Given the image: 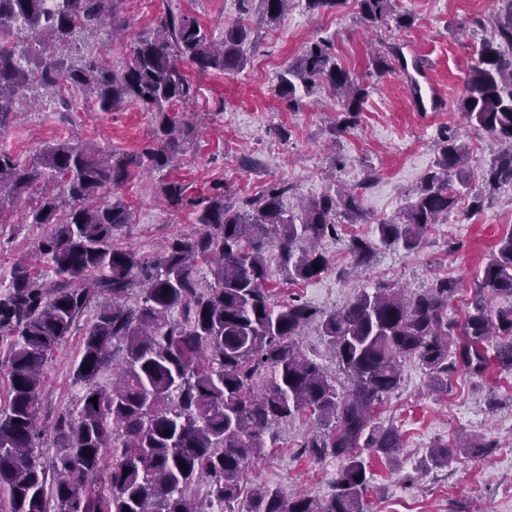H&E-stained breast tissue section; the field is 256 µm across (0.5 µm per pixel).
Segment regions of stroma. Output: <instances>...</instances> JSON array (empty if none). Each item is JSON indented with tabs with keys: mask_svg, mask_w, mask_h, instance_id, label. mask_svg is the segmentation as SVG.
Returning <instances> with one entry per match:
<instances>
[{
	"mask_svg": "<svg viewBox=\"0 0 512 512\" xmlns=\"http://www.w3.org/2000/svg\"><path fill=\"white\" fill-rule=\"evenodd\" d=\"M398 7L415 16L411 27H367L359 20L357 0L322 13L308 11L303 0H295L279 23L255 24L239 72L201 73L186 66L198 95L179 114L195 126L197 137L168 167L134 173L121 188L132 221L115 230L113 246L150 258L169 239L198 231L194 211L172 208L165 200L161 188L170 181L186 185L194 197L220 185L227 197L237 200L284 180L297 195L309 198L330 189L346 192L371 173L375 180L363 195L361 222L345 225L341 236L321 243L329 260L326 272L294 284L276 255L268 254V286L276 301L296 297L313 309L332 311L363 291L414 292L448 277L459 288L448 313L463 319L497 241L512 230V185L489 191L482 183L496 146L457 108L463 80L490 35L499 4L398 0ZM168 9L193 15L218 37L241 11L257 17L259 2L116 0V12L132 35L151 28L158 14ZM318 37L332 42L337 61L368 88L359 125L338 137L332 136L331 128L341 114L329 88L304 98L295 112L273 92L278 74ZM394 43L424 61L425 82L446 97L443 111H416L403 74H374L372 52ZM446 126L457 129L468 149L463 173L473 192L482 194V209L468 217L459 211L449 213L432 225L415 253L378 248L365 267L352 268L351 238L371 237L375 224L397 218L413 200L436 165L439 133ZM152 128L150 113L136 104L103 112L78 109L70 100L56 97L44 108L19 112L12 126L0 130V147L30 160L48 144L74 138L129 154L148 142ZM49 230L46 224L27 223L20 210L9 223L0 224V288L7 285L15 264L35 263L38 245ZM81 342L80 334L69 336L48 361L43 426L54 425L79 395L71 369ZM402 371L400 388L377 407L374 423L397 429L403 448L393 464L375 452L364 455L370 512H512V369L494 362L481 378L460 369L443 391L431 388L428 372L417 360H405ZM314 428L313 418L302 413L280 422L275 444L265 448L251 469V482L278 488L287 496L329 500L335 492L337 463L317 462L300 453ZM463 435L492 442L493 447L479 455L455 451L446 465L427 466L430 448Z\"/></svg>",
	"mask_w": 512,
	"mask_h": 512,
	"instance_id": "obj_1",
	"label": "stroma"
}]
</instances>
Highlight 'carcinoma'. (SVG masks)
<instances>
[{"label":"carcinoma","mask_w":512,"mask_h":512,"mask_svg":"<svg viewBox=\"0 0 512 512\" xmlns=\"http://www.w3.org/2000/svg\"><path fill=\"white\" fill-rule=\"evenodd\" d=\"M259 2L261 21L275 24L293 0ZM357 2L369 27L390 19L400 29L414 24L412 14L396 10L397 0ZM499 3L458 103L500 145L483 172L492 190L512 185V0ZM108 20L114 34L125 28L113 0H0V130L17 106L44 101L65 82L103 112L138 102L154 124L151 141L122 156L71 139L28 163L0 148V224L7 205L32 201L28 223L53 225L39 245L40 270L15 265L0 293L9 381L7 405L0 407V512H235L243 498L248 512H365L363 452L390 458L400 448L396 430L373 425V411L400 386L402 360L416 359L434 384L446 387L459 368L483 375L490 362L485 343L501 336L494 357L512 367V307L494 309L482 298L486 291L512 295V232L498 241L477 283L479 297L461 322L448 318L458 291L448 278L408 296L377 288L330 312L298 300L273 302L266 253H278L290 280L324 273L328 259L319 243L337 236L340 218L362 216L355 190L324 192L293 210L285 200L295 189L286 181L235 202L222 192L192 199L182 183L169 182L167 201L197 208L202 230L172 239L151 259L114 247V228L131 223L132 215L122 199L100 204L98 195L122 187L134 169L159 170L186 153L195 127L172 114L174 105L196 96L183 65L240 70L252 28L241 20L216 38L195 17L169 9L132 38L128 60L116 69L80 54ZM372 65L379 76L421 70L398 45L374 56ZM325 85L339 95L338 136L357 122L367 90L336 61L329 41H311L279 74L275 94L296 110ZM439 151L438 167L414 201L376 225L382 246L411 253L462 199L469 212L481 209L482 196L470 194L461 177L468 151L457 133L444 131ZM349 250L363 266L372 244L353 238ZM205 270L214 281L208 288L201 287ZM96 298L99 310L83 325L72 370L81 395L44 435L46 362ZM313 322L347 384L297 349ZM110 368L116 379L105 388L98 378ZM303 411L321 432L302 452L341 463L326 502L287 499L246 479L274 440V427ZM42 438L55 448L47 461Z\"/></svg>","instance_id":"cac0c4a2"}]
</instances>
